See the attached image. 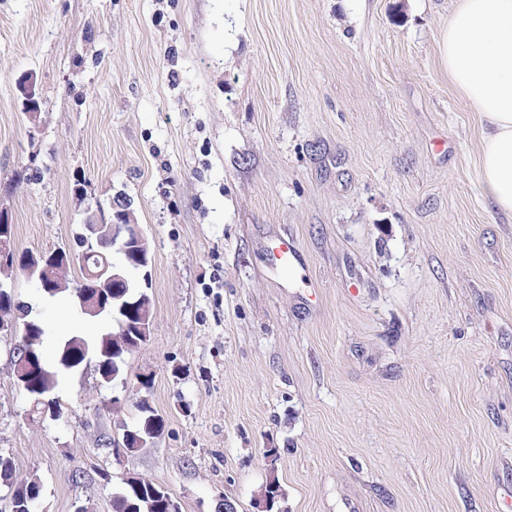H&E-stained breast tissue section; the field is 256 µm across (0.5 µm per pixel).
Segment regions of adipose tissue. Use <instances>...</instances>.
Segmentation results:
<instances>
[{"label": "adipose tissue", "instance_id": "obj_1", "mask_svg": "<svg viewBox=\"0 0 512 512\" xmlns=\"http://www.w3.org/2000/svg\"><path fill=\"white\" fill-rule=\"evenodd\" d=\"M443 57L449 82L480 116L482 194L512 214V0H457Z\"/></svg>", "mask_w": 512, "mask_h": 512}]
</instances>
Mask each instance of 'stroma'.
Returning a JSON list of instances; mask_svg holds the SVG:
<instances>
[{"mask_svg": "<svg viewBox=\"0 0 512 512\" xmlns=\"http://www.w3.org/2000/svg\"><path fill=\"white\" fill-rule=\"evenodd\" d=\"M455 5L0 0L16 248L69 246L120 198L151 257L126 384L87 359L32 420L0 338V454L35 512H112L127 476L181 512H258L272 476L278 512H512V215L448 82ZM287 238L306 271L276 269ZM11 283L48 350L112 329ZM142 376L164 431L117 458ZM16 486L19 490H22L25 494L30 493L31 495L41 494L40 484L32 479L18 480L16 471L13 467L11 458L3 460L0 458V487Z\"/></svg>", "mask_w": 512, "mask_h": 512, "instance_id": "obj_1", "label": "stroma"}]
</instances>
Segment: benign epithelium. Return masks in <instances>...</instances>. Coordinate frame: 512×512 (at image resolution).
Returning <instances> with one entry per match:
<instances>
[{
  "label": "benign epithelium",
  "instance_id": "1",
  "mask_svg": "<svg viewBox=\"0 0 512 512\" xmlns=\"http://www.w3.org/2000/svg\"><path fill=\"white\" fill-rule=\"evenodd\" d=\"M24 91L29 105L27 117L34 124L39 117V106L33 80H28ZM132 252L136 253L141 267L149 266L151 257L147 239L139 225L135 224L127 206L118 204L111 217L100 215L81 225L75 249L38 252L28 256L24 273L47 291L52 288L49 271L53 265L80 259L83 276L73 285V292L78 297L81 311L96 314L102 310L105 289H112V299L117 300L121 298L118 289L127 287L125 268L114 261V254L126 256ZM16 266L17 250L13 237L0 232V271H8ZM138 305L141 306L139 319L133 327L138 335L148 337L151 334V318L146 314L149 308L146 296L140 297ZM12 364L16 383L21 388L25 386L26 377L36 375L41 369L32 349L18 343L12 348ZM3 499L8 501L10 512H28L30 502L23 500L14 489H5V494H0V500Z\"/></svg>",
  "mask_w": 512,
  "mask_h": 512
}]
</instances>
